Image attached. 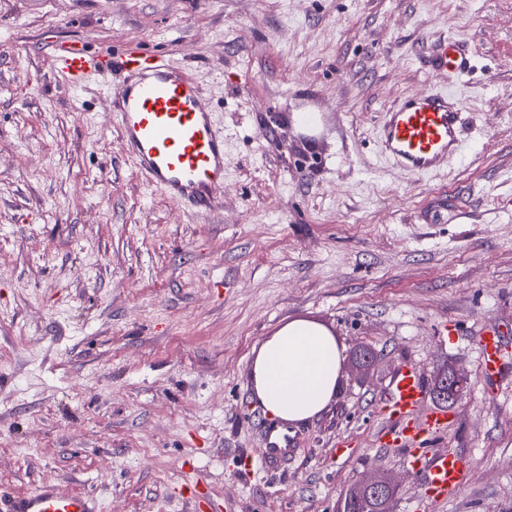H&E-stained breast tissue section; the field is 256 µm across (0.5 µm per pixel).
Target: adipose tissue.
I'll use <instances>...</instances> for the list:
<instances>
[{
	"label": "adipose tissue",
	"instance_id": "ef3b65f1",
	"mask_svg": "<svg viewBox=\"0 0 512 512\" xmlns=\"http://www.w3.org/2000/svg\"><path fill=\"white\" fill-rule=\"evenodd\" d=\"M343 360L328 328L307 319L288 321L258 349L254 396L273 418L296 423L316 417L339 390Z\"/></svg>",
	"mask_w": 512,
	"mask_h": 512
}]
</instances>
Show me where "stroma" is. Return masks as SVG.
Listing matches in <instances>:
<instances>
[{
    "mask_svg": "<svg viewBox=\"0 0 512 512\" xmlns=\"http://www.w3.org/2000/svg\"><path fill=\"white\" fill-rule=\"evenodd\" d=\"M448 35L475 63L455 83L427 59ZM63 41L183 65L224 128L216 210L144 182L115 81L64 85ZM447 84L467 153L406 173L381 154V114ZM296 318L377 361L343 368L329 408L292 424L293 453L243 471L268 422L254 357ZM490 326L507 342L493 380ZM407 359L468 375L427 443L470 462L440 504L376 437ZM374 468L398 483L392 512H512V0H0V502L51 482L103 512H336ZM481 366L486 378H493L503 365L502 338L496 330L478 336Z\"/></svg>",
    "mask_w": 512,
    "mask_h": 512,
    "instance_id": "35a3bbf8",
    "label": "stroma"
}]
</instances>
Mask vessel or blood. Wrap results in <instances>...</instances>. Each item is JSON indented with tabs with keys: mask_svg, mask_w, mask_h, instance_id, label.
I'll list each match as a JSON object with an SVG mask.
<instances>
[{
	"mask_svg": "<svg viewBox=\"0 0 512 512\" xmlns=\"http://www.w3.org/2000/svg\"><path fill=\"white\" fill-rule=\"evenodd\" d=\"M50 57L55 71L72 87L93 75L122 74L112 112L128 159L150 185L178 205L209 211L220 204L224 129L208 96L179 64L134 49L100 56L79 42L51 45ZM432 61L452 82L471 69L463 43L451 36L437 42ZM462 113L456 96L434 88L399 99L381 118L382 155L412 173L442 169L465 150ZM478 342L482 371L485 377H495L503 365L502 338L493 330L482 333ZM426 393L420 366L401 363L379 402V440L382 447L407 450L410 467L424 477L426 499L438 503L458 490L467 463L455 454L427 451L426 442L446 433L455 416L442 406L423 409ZM293 447L291 432L268 430L266 454H286ZM5 512H101V507L93 496L64 494L46 484L10 500Z\"/></svg>",
	"mask_w": 512,
	"mask_h": 512,
	"instance_id": "1",
	"label": "vessel or blood"
}]
</instances>
